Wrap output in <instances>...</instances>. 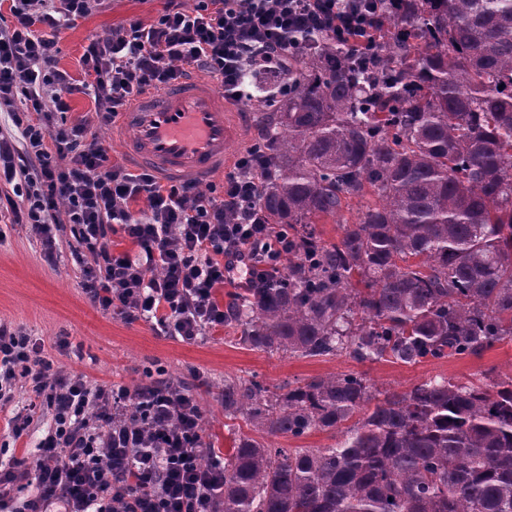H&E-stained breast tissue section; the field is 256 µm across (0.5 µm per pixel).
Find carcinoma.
<instances>
[{
    "mask_svg": "<svg viewBox=\"0 0 512 512\" xmlns=\"http://www.w3.org/2000/svg\"><path fill=\"white\" fill-rule=\"evenodd\" d=\"M377 29L370 63L324 35L249 68L255 205L291 241L278 280L231 300L252 350L412 365L512 337V0H402ZM224 415L248 432L218 512H512V373L402 392L356 372L226 376ZM316 431L340 439L255 438ZM339 436L340 434L336 433L335 439L332 433L314 432L300 439L265 436L262 440L276 448H325L334 444Z\"/></svg>",
    "mask_w": 512,
    "mask_h": 512,
    "instance_id": "obj_1",
    "label": "carcinoma"
}]
</instances>
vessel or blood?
I'll return each mask as SVG.
<instances>
[{"label":"vessel or blood","instance_id":"b4317fda","mask_svg":"<svg viewBox=\"0 0 512 512\" xmlns=\"http://www.w3.org/2000/svg\"><path fill=\"white\" fill-rule=\"evenodd\" d=\"M118 125L134 161L161 177L204 182L227 170L243 120L213 83L192 76L148 90Z\"/></svg>","mask_w":512,"mask_h":512}]
</instances>
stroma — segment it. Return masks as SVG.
Wrapping results in <instances>:
<instances>
[{"mask_svg":"<svg viewBox=\"0 0 512 512\" xmlns=\"http://www.w3.org/2000/svg\"><path fill=\"white\" fill-rule=\"evenodd\" d=\"M168 0H105L102 8L76 20L59 35V66L75 79L83 74L78 64L84 46L106 37L130 19L153 21ZM82 266L63 252L56 266L47 265L29 225L0 228V321L41 337L46 350L65 337L72 352L60 356L61 366L86 375L93 384L136 387L146 371L163 370L179 384H189L203 413L208 440L228 451L237 421L224 416V377L257 376L263 384L278 386L303 382L333 373L363 374L378 389L405 391L435 376L465 380L512 371V339L496 343L478 355L429 360L412 366L390 362H358L346 355L302 358L269 355L236 344L233 324L211 331L202 341L188 344L156 335L150 324L126 323L103 314L86 300Z\"/></svg>","mask_w":512,"mask_h":512,"instance_id":"obj_1","label":"stroma"}]
</instances>
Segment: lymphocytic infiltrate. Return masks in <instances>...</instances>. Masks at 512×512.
Instances as JSON below:
<instances>
[{"label":"lymphocytic infiltrate","mask_w":512,"mask_h":512,"mask_svg":"<svg viewBox=\"0 0 512 512\" xmlns=\"http://www.w3.org/2000/svg\"><path fill=\"white\" fill-rule=\"evenodd\" d=\"M103 2L9 0L0 107L14 132L0 133V184L13 195L14 223L30 225L47 263L57 231L70 225L72 255L91 258L82 290L92 307L192 343L224 324L218 288H255L281 274L288 235L262 223L254 204L262 164L246 148L221 185L203 191L112 162L91 125H114L150 87L193 74L244 103L250 61L297 53L324 33L371 45L383 0H195L188 9L170 0L152 22L133 19L90 39L85 78L74 82L58 65L57 37ZM77 92L90 98L94 120L63 121ZM117 237L130 249L117 250ZM20 378L30 404L7 421L13 439L43 408L53 427L37 457L0 467V512H215L224 457L206 446L199 405L179 384L91 385L60 368L43 339L1 321V402Z\"/></svg>","instance_id":"lymphocytic-infiltrate-1"}]
</instances>
